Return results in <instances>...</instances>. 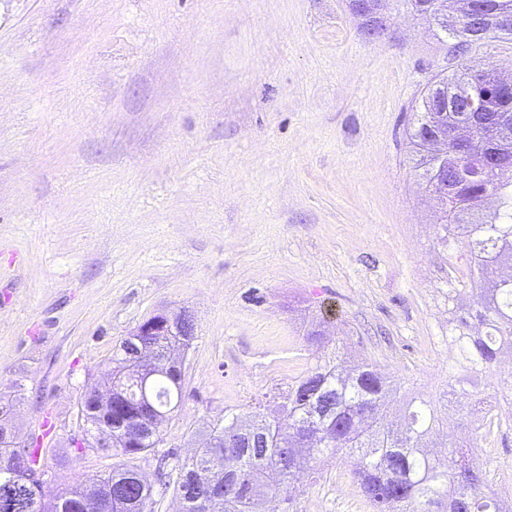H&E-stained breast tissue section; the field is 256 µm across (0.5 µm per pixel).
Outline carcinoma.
Returning <instances> with one entry per match:
<instances>
[{
	"label": "carcinoma",
	"mask_w": 512,
	"mask_h": 512,
	"mask_svg": "<svg viewBox=\"0 0 512 512\" xmlns=\"http://www.w3.org/2000/svg\"><path fill=\"white\" fill-rule=\"evenodd\" d=\"M512 22V0H475L474 13L462 12L447 37L464 53L492 39L512 38L500 19ZM460 76L441 78L422 96L409 133L416 167L425 188L440 192L432 173L450 168L454 191L441 199L438 245L446 250L458 237L470 246V292L475 305L458 317L460 358L448 372V385L468 384L480 405L490 397L470 382L478 370L491 368L503 341L512 338V281L494 276L492 264L512 261V122L500 125L499 100L473 115L456 103L455 92L467 85L481 92L497 72L470 69L460 62ZM443 104L439 132L445 154L423 145L433 103ZM498 200L501 220H470L485 197ZM195 336L173 326L154 336H129L112 351L107 388L112 406L98 402L88 388L78 403V419L87 433L108 436L107 451L119 463L106 476L65 487L51 503L42 500L29 474L37 470L32 446L22 447L7 468H0V512H151L152 486L135 461L159 447L162 415L172 418L183 402V375L174 369L171 351L189 350ZM394 391L367 358L350 361L345 339H338L335 358L321 362L288 388L285 400L250 421L224 417L210 428L203 445L193 449L172 471L181 512H263L265 501L280 498L282 512H299L290 486L299 464L332 455L353 467V479L373 512H501L498 497L485 492L483 471L471 460L480 446L448 439V462L423 451L427 436L448 428L442 398H412L403 424L387 421L386 396Z\"/></svg>",
	"instance_id": "obj_1"
}]
</instances>
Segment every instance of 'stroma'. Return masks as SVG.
<instances>
[{
  "mask_svg": "<svg viewBox=\"0 0 512 512\" xmlns=\"http://www.w3.org/2000/svg\"><path fill=\"white\" fill-rule=\"evenodd\" d=\"M512 73V39L468 50ZM452 42L407 8L377 40L350 0H0V394L44 417L42 494L109 474L74 448L78 401L149 317L190 311L183 405L138 466L164 475L225 414H254L338 337L399 386L440 395L436 312L468 283L469 245L411 159L425 87ZM320 324L319 343L307 340ZM474 463L512 481V429ZM299 512H371L349 468L312 463Z\"/></svg>",
  "mask_w": 512,
  "mask_h": 512,
  "instance_id": "35a3bbf8",
  "label": "stroma"
}]
</instances>
